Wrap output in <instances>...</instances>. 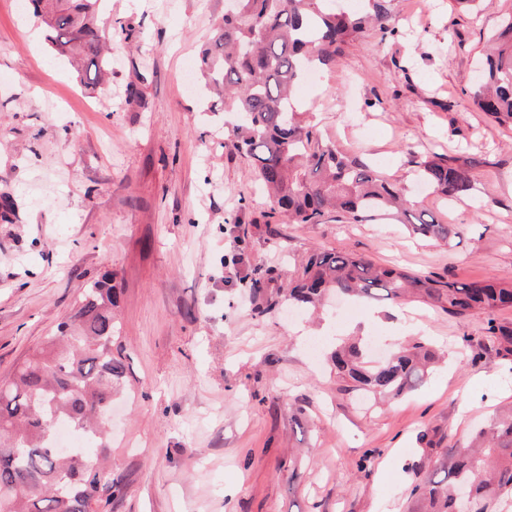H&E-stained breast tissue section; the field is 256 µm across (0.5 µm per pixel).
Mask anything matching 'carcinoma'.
Returning <instances> with one entry per match:
<instances>
[{
    "mask_svg": "<svg viewBox=\"0 0 512 512\" xmlns=\"http://www.w3.org/2000/svg\"><path fill=\"white\" fill-rule=\"evenodd\" d=\"M33 15L50 31L48 41L77 65L86 88L110 74L105 57L106 22L101 0H30ZM393 0H361L356 11L343 0H236L201 51L200 71L217 91L222 111L241 121L236 148L247 156L271 194L273 210L289 224H320L336 209L349 224L399 215L410 235L446 240L449 225L417 209L407 191L333 142L321 140L292 103V95L315 61L328 64L345 45L370 29L392 33ZM473 106L499 124L512 126V14L488 42ZM479 161L433 154L417 161L421 180L445 199L472 189ZM331 292L359 300H430L454 316H486L483 344L512 356V327L495 313L512 308V282L443 281L383 267L352 252L316 250L288 283V304L316 305ZM116 291L105 274L84 293L54 334L0 380V512H112L126 490L112 469V425L107 417L127 366L114 354L112 306ZM436 352L416 339L371 359L360 342L336 349V377L374 396L399 398L419 388ZM71 422L93 441V455L63 452L53 429ZM471 490L467 512H487L512 496V410L478 430L464 448L448 449L441 480L415 483L411 495L422 512H461L454 497Z\"/></svg>",
    "mask_w": 512,
    "mask_h": 512,
    "instance_id": "carcinoma-1",
    "label": "carcinoma"
}]
</instances>
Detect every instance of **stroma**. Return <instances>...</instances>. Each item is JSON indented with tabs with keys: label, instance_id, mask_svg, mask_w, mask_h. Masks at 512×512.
<instances>
[{
	"label": "stroma",
	"instance_id": "stroma-1",
	"mask_svg": "<svg viewBox=\"0 0 512 512\" xmlns=\"http://www.w3.org/2000/svg\"><path fill=\"white\" fill-rule=\"evenodd\" d=\"M225 0H106L112 80L88 92L21 0H0V377L111 274L127 365L112 419V512H416V481L512 407V362L479 350L486 317L419 301L332 297L287 307L318 249L411 274L512 279V129L470 98L512 0H394L296 92L322 140L408 188L450 224L413 239L391 220L285 224L235 147L236 119L187 86ZM478 159L469 195L421 188L416 157ZM260 284L251 287V275ZM348 336L424 339L444 359L412 394L376 403L330 362ZM318 339V359L307 344ZM428 433L436 445L421 447Z\"/></svg>",
	"mask_w": 512,
	"mask_h": 512
}]
</instances>
